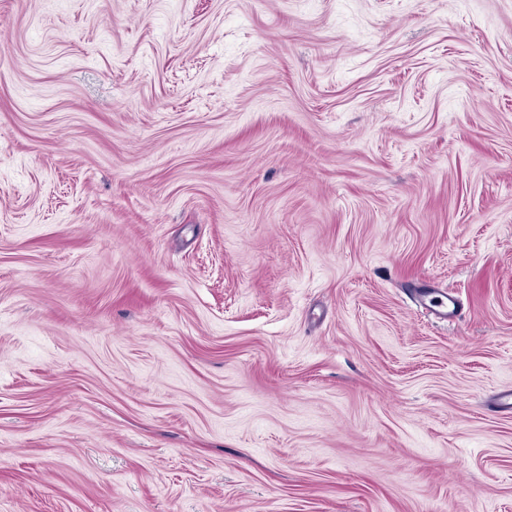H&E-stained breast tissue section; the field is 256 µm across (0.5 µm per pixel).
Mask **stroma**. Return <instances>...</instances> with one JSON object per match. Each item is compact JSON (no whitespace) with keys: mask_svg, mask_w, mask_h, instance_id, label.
Instances as JSON below:
<instances>
[{"mask_svg":"<svg viewBox=\"0 0 512 512\" xmlns=\"http://www.w3.org/2000/svg\"><path fill=\"white\" fill-rule=\"evenodd\" d=\"M509 389L512 0H0V512H512Z\"/></svg>","mask_w":512,"mask_h":512,"instance_id":"1","label":"stroma"}]
</instances>
